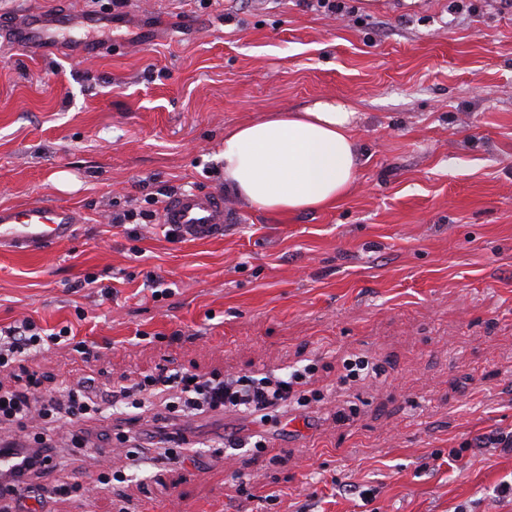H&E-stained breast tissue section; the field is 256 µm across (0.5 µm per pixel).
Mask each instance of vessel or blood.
<instances>
[{"label": "vessel or blood", "instance_id": "1", "mask_svg": "<svg viewBox=\"0 0 512 512\" xmlns=\"http://www.w3.org/2000/svg\"><path fill=\"white\" fill-rule=\"evenodd\" d=\"M76 21L70 14L48 15L29 12L22 24L30 48L49 50L54 30ZM162 221L180 228L184 237L204 238L220 234L228 222V212L221 196L211 193H179L165 206ZM76 222L74 212L65 206L43 201L24 208H0V243L15 248L48 252L62 245L71 235Z\"/></svg>", "mask_w": 512, "mask_h": 512}]
</instances>
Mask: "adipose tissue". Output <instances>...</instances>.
Returning <instances> with one entry per match:
<instances>
[{"label": "adipose tissue", "mask_w": 512, "mask_h": 512, "mask_svg": "<svg viewBox=\"0 0 512 512\" xmlns=\"http://www.w3.org/2000/svg\"><path fill=\"white\" fill-rule=\"evenodd\" d=\"M354 119L346 103L319 101L230 130L225 190L268 213L333 206L348 195L361 164Z\"/></svg>", "instance_id": "adipose-tissue-1"}]
</instances>
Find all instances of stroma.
<instances>
[{"mask_svg":"<svg viewBox=\"0 0 512 512\" xmlns=\"http://www.w3.org/2000/svg\"><path fill=\"white\" fill-rule=\"evenodd\" d=\"M0 0V207L74 210L49 253L0 247V327L74 340L0 368L39 393L158 368L201 376L316 371L304 405L255 421L178 414L184 463L102 484L175 402L147 394L127 441L112 409L50 429L44 512H512V8L500 0ZM32 9L109 21L100 52L43 53L9 36ZM341 100L361 152L350 194L271 215L224 191L226 131ZM70 177L68 188L56 182ZM178 191L223 195L222 234L168 236ZM94 287H84L87 278ZM83 341L99 360L84 364ZM375 373L342 382L343 362ZM263 435L269 449L222 450ZM457 461H449L451 449ZM358 486L357 494L343 491Z\"/></svg>","mask_w":512,"mask_h":512,"instance_id":"35a3bbf8","label":"stroma"}]
</instances>
